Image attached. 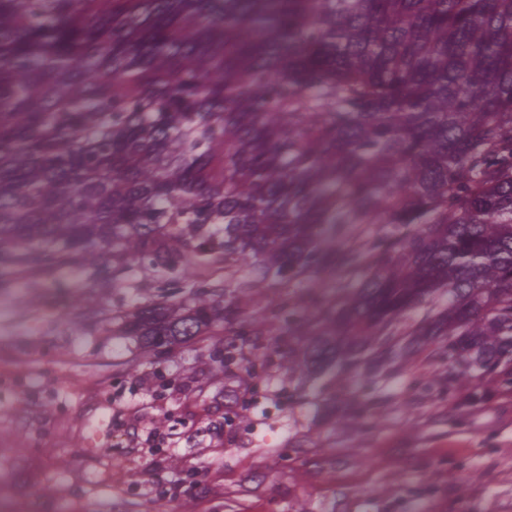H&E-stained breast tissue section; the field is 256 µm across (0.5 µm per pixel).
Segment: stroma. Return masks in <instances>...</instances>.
<instances>
[{
    "mask_svg": "<svg viewBox=\"0 0 512 512\" xmlns=\"http://www.w3.org/2000/svg\"><path fill=\"white\" fill-rule=\"evenodd\" d=\"M309 287L266 283L263 328L241 313L159 353L126 324L190 304L164 276L0 271V497L25 512H512V384L449 381L442 339L402 359L403 323L376 371L310 367L283 310ZM357 405L365 425L339 428ZM119 423L169 445L150 457ZM154 467L185 493L149 486Z\"/></svg>",
    "mask_w": 512,
    "mask_h": 512,
    "instance_id": "1",
    "label": "stroma"
}]
</instances>
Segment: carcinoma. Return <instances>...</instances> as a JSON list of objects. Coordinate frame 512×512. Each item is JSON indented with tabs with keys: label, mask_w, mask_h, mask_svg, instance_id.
<instances>
[{
	"label": "carcinoma",
	"mask_w": 512,
	"mask_h": 512,
	"mask_svg": "<svg viewBox=\"0 0 512 512\" xmlns=\"http://www.w3.org/2000/svg\"><path fill=\"white\" fill-rule=\"evenodd\" d=\"M111 247L99 259L95 246ZM108 283L176 270L195 305L130 327L147 348L234 319L213 287L332 268L288 321L317 361L413 309L407 347L450 369L512 360V0H0V266ZM448 292V302L435 296Z\"/></svg>",
	"instance_id": "carcinoma-1"
}]
</instances>
